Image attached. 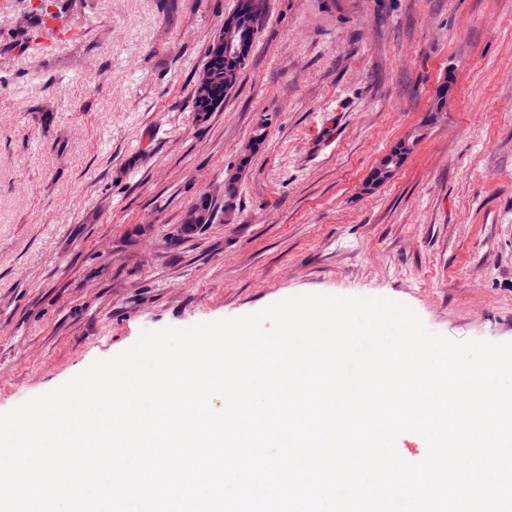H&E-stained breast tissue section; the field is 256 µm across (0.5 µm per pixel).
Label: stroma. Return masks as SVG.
<instances>
[{"instance_id": "stroma-1", "label": "stroma", "mask_w": 512, "mask_h": 512, "mask_svg": "<svg viewBox=\"0 0 512 512\" xmlns=\"http://www.w3.org/2000/svg\"><path fill=\"white\" fill-rule=\"evenodd\" d=\"M37 4L0 0V412L142 332L306 293L512 342V0H268L204 116L192 81L237 0ZM448 74L446 112L368 186ZM203 195L214 221L186 230Z\"/></svg>"}]
</instances>
